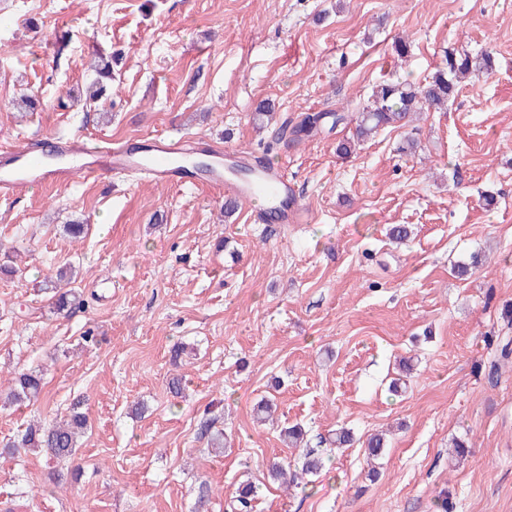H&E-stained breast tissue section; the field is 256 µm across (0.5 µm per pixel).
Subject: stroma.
Here are the masks:
<instances>
[{
	"label": "stroma",
	"instance_id": "stroma-1",
	"mask_svg": "<svg viewBox=\"0 0 512 512\" xmlns=\"http://www.w3.org/2000/svg\"><path fill=\"white\" fill-rule=\"evenodd\" d=\"M484 51L492 70L463 80L447 111L354 154L336 151L349 124L298 144L275 135ZM103 58L115 79L89 107ZM25 91L40 101L30 112ZM148 134L287 166L309 221L255 224L249 204L225 214L207 186L132 176L0 198V266L13 269L0 274V368L44 369L37 401L0 409V443L77 401L91 425L77 474L58 483L44 456L0 455V512H195L203 486L209 512H226L246 480L260 487L255 512H440L444 499L512 512V358L497 345L512 337V0H0V145ZM397 224L411 230L402 245L388 237ZM476 253L483 266L456 277ZM69 267L81 304L60 315ZM402 357L415 369L393 393ZM268 396L276 421L261 424ZM208 419L223 455L200 433ZM296 422L313 448L340 427L387 432L379 479L355 445L326 452L306 489L273 483L272 460L299 454L280 437Z\"/></svg>",
	"mask_w": 512,
	"mask_h": 512
}]
</instances>
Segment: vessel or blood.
Listing matches in <instances>:
<instances>
[{"label":"vessel or blood","mask_w":512,"mask_h":512,"mask_svg":"<svg viewBox=\"0 0 512 512\" xmlns=\"http://www.w3.org/2000/svg\"><path fill=\"white\" fill-rule=\"evenodd\" d=\"M192 142L177 136H143L114 143L108 139L90 141L83 137L62 138L54 148L59 156L49 160L34 144L0 148V196L25 188L67 185L78 179L116 178L138 174L160 184L183 185L202 179L227 199L259 202L252 218L260 223L304 224L307 211L295 199V190L280 168L261 169L248 180L230 176L225 159L244 158V150L211 144V165L202 176H194L184 161Z\"/></svg>","instance_id":"1"}]
</instances>
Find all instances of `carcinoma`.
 <instances>
[{"mask_svg":"<svg viewBox=\"0 0 512 512\" xmlns=\"http://www.w3.org/2000/svg\"><path fill=\"white\" fill-rule=\"evenodd\" d=\"M492 69V55L488 52L475 56L450 55L446 65L438 68L423 83L407 81H382L371 90L367 103L347 116L343 113L311 112L305 114L300 123L290 131V141L313 138L325 130H334L341 124L353 123V139L337 145L342 155L354 149V143L363 142L387 126H403L412 121V116L427 106L443 110L457 92V82L470 74H479ZM96 78L88 87L86 99L95 102L112 83L110 65H95ZM43 374L39 369L13 371L6 401L9 404H23L39 396ZM88 430V418L81 411L80 403L72 404L66 419L52 424L33 422L15 440L5 446L7 453L19 455L29 451L44 452L60 461H71L79 447L78 438ZM385 443L380 435H372L364 442V452L368 459L379 460L384 455ZM324 466L322 451L307 448L302 451L299 461L277 460L269 466V475L290 486H297L308 477L321 472ZM258 487L250 482L241 483L233 496L232 512H252Z\"/></svg>","mask_w":512,"mask_h":512,"instance_id":"cac0c4a2","label":"carcinoma"}]
</instances>
